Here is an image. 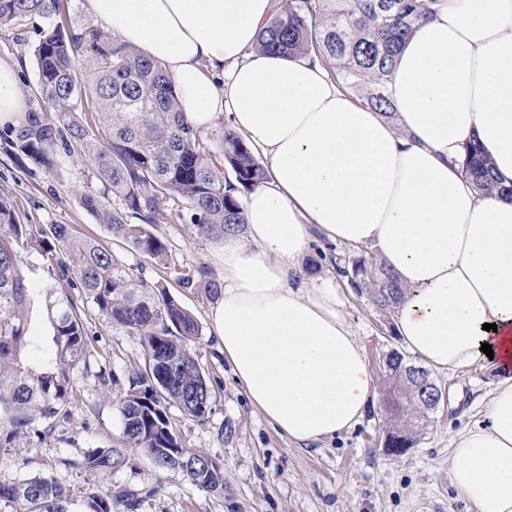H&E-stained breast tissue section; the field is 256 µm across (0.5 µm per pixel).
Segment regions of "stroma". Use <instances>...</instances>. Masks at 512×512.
<instances>
[{
    "mask_svg": "<svg viewBox=\"0 0 512 512\" xmlns=\"http://www.w3.org/2000/svg\"><path fill=\"white\" fill-rule=\"evenodd\" d=\"M39 39L33 24L0 23V61L16 65L27 108L44 109L37 84L34 47ZM100 183L89 161L60 155L54 169L17 161L0 147V195L11 198L27 224H67L80 237L98 239L126 264L142 268L144 277L165 286L191 310L205 333L199 362L212 389V410L205 422L171 408L172 425L184 447L202 450L224 465V495L217 498L193 487L182 477L162 474L138 451L125 444L118 401L142 362L137 337L108 323L90 305L80 314L91 338L92 371L72 375L73 416L57 425L40 443L23 437L0 453V485L44 474L73 493L92 486L149 489L140 512H474L450 482L453 435L481 420L489 392L496 382L492 369L481 365L454 375H434L442 391L430 424L413 447L402 454L385 446L387 425L382 402L367 409L361 422L336 438L298 447L281 436L249 403L242 386L217 352L209 332L213 306L203 292L182 289L177 277L189 266H214L216 245L198 237L192 225L164 224L158 235L169 251L164 262L135 253L127 242L112 237L82 206L81 196L98 192ZM378 258L377 249L312 243L308 270L334 277L343 295L345 312L364 346L378 392L389 379L383 367L387 354L400 348L391 312L377 310L367 296L337 275L333 256ZM112 371L103 384L95 368ZM233 438H225V424ZM94 447L121 449L125 462L100 475L80 467L84 451Z\"/></svg>",
    "mask_w": 512,
    "mask_h": 512,
    "instance_id": "obj_1",
    "label": "stroma"
}]
</instances>
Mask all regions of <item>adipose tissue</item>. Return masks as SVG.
Masks as SVG:
<instances>
[{"label":"adipose tissue","instance_id":"obj_1","mask_svg":"<svg viewBox=\"0 0 512 512\" xmlns=\"http://www.w3.org/2000/svg\"><path fill=\"white\" fill-rule=\"evenodd\" d=\"M85 7L165 65L194 128L225 124L266 161L245 238L217 244L210 311L253 409L298 446L360 423L376 398L366 352L335 282L304 257L316 237L376 246L406 288L393 306L404 348L437 372L496 371L482 422L453 438L451 482L475 512H512V200L460 173L476 143L512 185V0H437L398 57L390 118L321 63L256 51L278 0ZM25 112L16 66L0 62V126Z\"/></svg>","mask_w":512,"mask_h":512}]
</instances>
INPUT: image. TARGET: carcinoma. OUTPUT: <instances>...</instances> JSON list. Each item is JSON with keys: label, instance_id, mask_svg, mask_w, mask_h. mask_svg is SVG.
<instances>
[{"label": "carcinoma", "instance_id": "carcinoma-1", "mask_svg": "<svg viewBox=\"0 0 512 512\" xmlns=\"http://www.w3.org/2000/svg\"><path fill=\"white\" fill-rule=\"evenodd\" d=\"M434 0H282L264 27L258 49L282 56L313 55L364 105L385 117L394 108L388 82L404 40L433 15ZM61 0H0V23L41 20L34 49L39 89L47 111L29 112L18 128L0 130L4 149L17 160L47 169L59 152L75 149L90 157L101 188L81 197L83 208L115 237L158 261L167 242L155 233L162 224H191L201 238L238 236L245 224L243 192L266 176L244 139L229 129L203 133L181 112L165 66L83 24L55 21ZM90 64L81 78L77 65ZM461 174L482 195L512 198L499 184L479 145L472 144ZM117 199L112 205L109 198ZM179 203L176 209L170 203ZM36 249L71 289L109 323L139 339L143 365L118 403L123 436L163 473H174L198 490L224 494V466L196 448H185L169 409L204 421L212 391L196 351L203 326L164 288L136 274L95 240L81 239L67 224H24L13 201L0 196V451L21 436L42 441L73 415L71 375L90 370L91 343L77 304L67 293L45 292L52 331L35 346L30 308L35 289L24 274L23 255ZM336 271L350 277L381 311L404 292L384 263L364 259L349 270L335 258ZM181 287L201 288L215 301L221 283L201 264L185 268ZM392 388L402 405L388 426L395 454L429 422L436 405L424 400L429 372L394 350L387 359ZM124 462L112 448H90L81 465L106 474ZM87 512H137L139 493L126 489L84 492ZM75 498L55 479L34 475L0 486V512H72Z\"/></svg>", "mask_w": 512, "mask_h": 512}]
</instances>
